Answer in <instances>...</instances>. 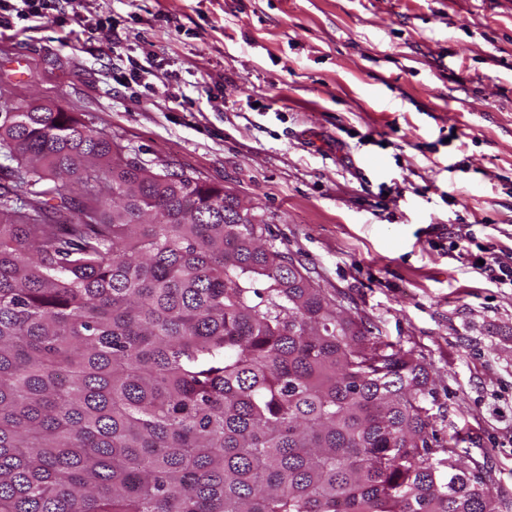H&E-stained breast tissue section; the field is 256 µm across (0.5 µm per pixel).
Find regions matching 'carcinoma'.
<instances>
[{
    "instance_id": "carcinoma-1",
    "label": "carcinoma",
    "mask_w": 512,
    "mask_h": 512,
    "mask_svg": "<svg viewBox=\"0 0 512 512\" xmlns=\"http://www.w3.org/2000/svg\"><path fill=\"white\" fill-rule=\"evenodd\" d=\"M0 512H496L428 375L239 198L0 103Z\"/></svg>"
}]
</instances>
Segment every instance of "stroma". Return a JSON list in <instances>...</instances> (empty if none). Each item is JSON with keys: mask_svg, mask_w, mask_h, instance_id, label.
Segmentation results:
<instances>
[{"mask_svg": "<svg viewBox=\"0 0 512 512\" xmlns=\"http://www.w3.org/2000/svg\"><path fill=\"white\" fill-rule=\"evenodd\" d=\"M153 87L120 80L128 57ZM0 99L92 117L154 171L251 204L371 335L410 350L440 442L512 512V0H81L0 32ZM475 249V250H474ZM448 250L456 253L460 262L468 265L474 272L500 286L512 288V256L505 258L497 255L491 244L479 242L471 233L449 232ZM484 261L479 265L478 260Z\"/></svg>", "mask_w": 512, "mask_h": 512, "instance_id": "1", "label": "stroma"}]
</instances>
